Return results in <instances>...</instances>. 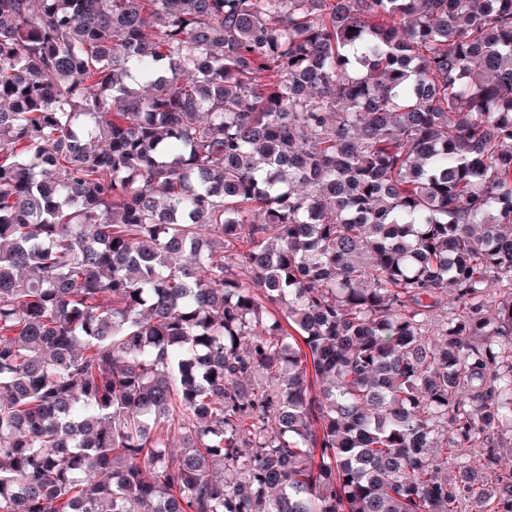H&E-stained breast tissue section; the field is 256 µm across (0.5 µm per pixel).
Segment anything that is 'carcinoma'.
Listing matches in <instances>:
<instances>
[{
    "mask_svg": "<svg viewBox=\"0 0 512 512\" xmlns=\"http://www.w3.org/2000/svg\"><path fill=\"white\" fill-rule=\"evenodd\" d=\"M504 423L512 0H0V512H512Z\"/></svg>",
    "mask_w": 512,
    "mask_h": 512,
    "instance_id": "obj_1",
    "label": "carcinoma"
}]
</instances>
